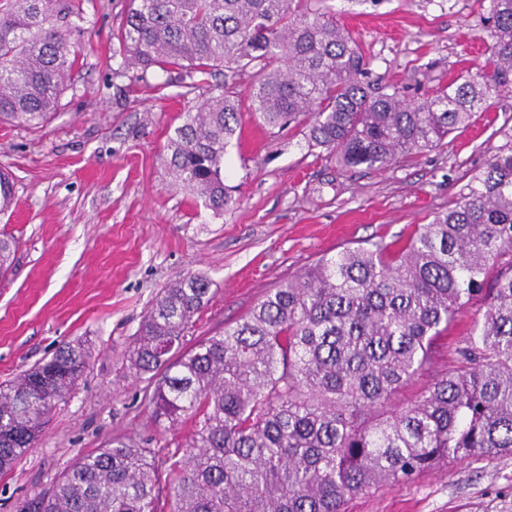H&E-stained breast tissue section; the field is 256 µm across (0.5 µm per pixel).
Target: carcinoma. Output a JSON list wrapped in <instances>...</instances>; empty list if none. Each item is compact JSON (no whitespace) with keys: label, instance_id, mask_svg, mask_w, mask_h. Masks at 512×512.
Segmentation results:
<instances>
[{"label":"carcinoma","instance_id":"obj_1","mask_svg":"<svg viewBox=\"0 0 512 512\" xmlns=\"http://www.w3.org/2000/svg\"><path fill=\"white\" fill-rule=\"evenodd\" d=\"M56 0H0V123L38 126L58 109L75 60ZM484 79L470 74L417 100L366 81L360 47L313 0H130L122 67L178 75L184 95L250 68L248 111L297 122L343 168L384 169L433 149L512 93V0H490ZM243 120L232 83L184 115L169 139L175 185L219 214L233 203L224 151ZM13 239L0 238V275ZM482 318L456 360L401 408L440 336L472 301ZM210 301L188 276L165 289L130 351L159 377L156 423L194 422L163 452L124 438L80 458L26 512H341L386 483L441 463L512 454V136L465 192L397 250L382 243L321 259L270 290L241 320L184 348ZM89 355L65 344L0 388V470L39 441Z\"/></svg>","mask_w":512,"mask_h":512}]
</instances>
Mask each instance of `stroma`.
Instances as JSON below:
<instances>
[{
	"instance_id": "35a3bbf8",
	"label": "stroma",
	"mask_w": 512,
	"mask_h": 512,
	"mask_svg": "<svg viewBox=\"0 0 512 512\" xmlns=\"http://www.w3.org/2000/svg\"><path fill=\"white\" fill-rule=\"evenodd\" d=\"M129 0H59L74 39L75 65L54 117L40 127L0 125V171L13 205L0 235L17 242L0 278V384L68 342L90 359L59 401L38 444L0 471V512H20L77 458L112 436L169 449L191 422L156 424L129 349L164 288L190 275L211 283L209 304L186 345L223 333L269 288L320 258L375 242L391 246L457 198L473 170L512 137V94L501 97L442 146L398 157L389 167L345 170L309 148L302 128H270L253 113L257 139L226 148L234 203L213 214L173 186L167 144L185 112L223 83L182 95L120 72L115 34ZM359 43L372 83L412 98L476 73L492 42L489 0H327ZM484 308L473 301L440 341L426 372L393 398L413 400L455 358ZM512 493V455L483 454L388 483L350 499L344 512H478Z\"/></svg>"
}]
</instances>
